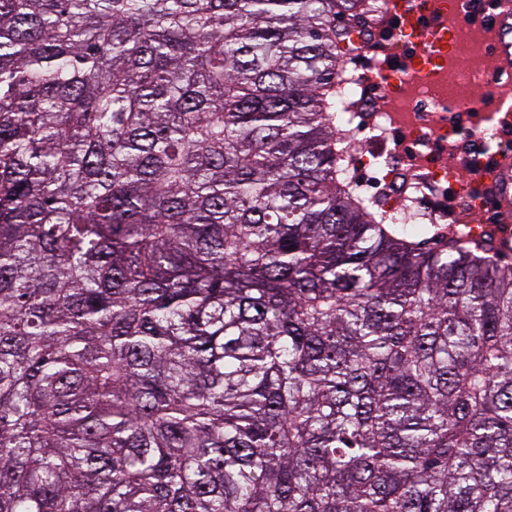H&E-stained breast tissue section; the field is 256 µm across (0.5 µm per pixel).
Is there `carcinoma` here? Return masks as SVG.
Segmentation results:
<instances>
[{"mask_svg": "<svg viewBox=\"0 0 512 512\" xmlns=\"http://www.w3.org/2000/svg\"><path fill=\"white\" fill-rule=\"evenodd\" d=\"M368 0H0V512H512V264L355 194Z\"/></svg>", "mask_w": 512, "mask_h": 512, "instance_id": "carcinoma-1", "label": "carcinoma"}]
</instances>
